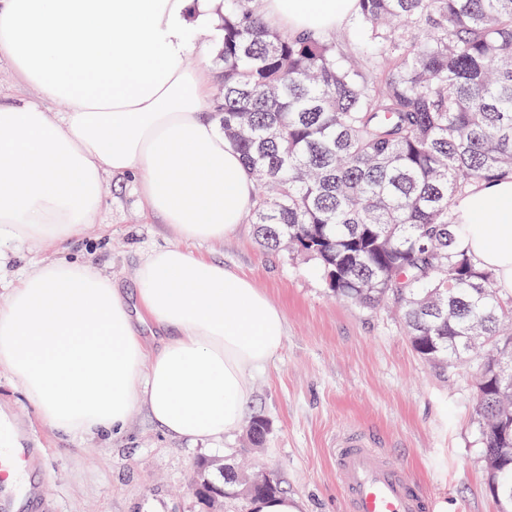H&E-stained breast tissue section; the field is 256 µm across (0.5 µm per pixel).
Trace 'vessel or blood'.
<instances>
[{"label": "vessel or blood", "mask_w": 512, "mask_h": 512, "mask_svg": "<svg viewBox=\"0 0 512 512\" xmlns=\"http://www.w3.org/2000/svg\"><path fill=\"white\" fill-rule=\"evenodd\" d=\"M335 458L347 512H430L427 493L365 434L337 439Z\"/></svg>", "instance_id": "b4317fda"}]
</instances>
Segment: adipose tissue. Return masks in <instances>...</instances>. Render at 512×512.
Masks as SVG:
<instances>
[{
    "mask_svg": "<svg viewBox=\"0 0 512 512\" xmlns=\"http://www.w3.org/2000/svg\"><path fill=\"white\" fill-rule=\"evenodd\" d=\"M214 2L0 0V60L38 93L0 105V242L53 252L0 305V367L61 433L118 432L141 408L172 438L215 442L283 346V311L185 248L223 241L255 199L213 112V73L187 62ZM261 11L275 30L330 33L356 0H262ZM114 176L131 177L178 238L145 256L132 299L61 256L97 223ZM452 214L462 246L512 295V179L457 197Z\"/></svg>",
    "mask_w": 512,
    "mask_h": 512,
    "instance_id": "obj_1",
    "label": "adipose tissue"
}]
</instances>
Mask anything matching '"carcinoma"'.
Here are the masks:
<instances>
[{
    "label": "carcinoma",
    "instance_id": "carcinoma-1",
    "mask_svg": "<svg viewBox=\"0 0 512 512\" xmlns=\"http://www.w3.org/2000/svg\"><path fill=\"white\" fill-rule=\"evenodd\" d=\"M214 111L256 185L264 246L314 260L330 292L401 315L427 362H477L487 472L512 512V296L458 243L452 206L512 178V0H357L353 47L222 0Z\"/></svg>",
    "mask_w": 512,
    "mask_h": 512
}]
</instances>
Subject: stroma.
<instances>
[{
    "instance_id": "stroma-1",
    "label": "stroma",
    "mask_w": 512,
    "mask_h": 512,
    "mask_svg": "<svg viewBox=\"0 0 512 512\" xmlns=\"http://www.w3.org/2000/svg\"><path fill=\"white\" fill-rule=\"evenodd\" d=\"M173 241L144 210L136 186L113 179L98 223L68 253L129 288L144 256ZM191 250L248 275L286 317L281 351L252 375L243 424L212 444L192 445L167 437L140 410L113 437L66 435L37 416L19 381L0 368V409L30 447L42 449L31 471L43 476L52 512H208L191 488L192 469L201 460L230 459L248 473H274L300 512H345L333 450L351 430L374 433L431 495L433 512H498L474 417L475 363L425 362L393 310L371 312L332 297L314 261L264 248L252 224ZM257 416L269 424L259 447L247 433Z\"/></svg>"
}]
</instances>
